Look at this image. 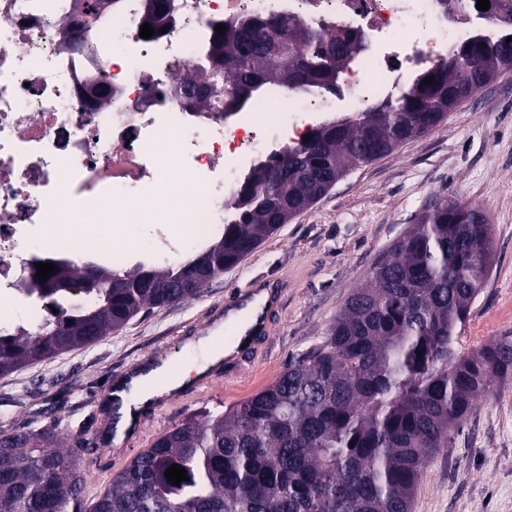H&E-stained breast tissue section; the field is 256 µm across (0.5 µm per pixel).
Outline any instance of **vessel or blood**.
Here are the masks:
<instances>
[{"instance_id": "vessel-or-blood-1", "label": "vessel or blood", "mask_w": 512, "mask_h": 512, "mask_svg": "<svg viewBox=\"0 0 512 512\" xmlns=\"http://www.w3.org/2000/svg\"><path fill=\"white\" fill-rule=\"evenodd\" d=\"M284 279H252L246 282L243 292L225 305V315L231 316L230 328L234 336L225 357L235 361L237 355L250 349L262 336L268 335L272 317L278 312Z\"/></svg>"}]
</instances>
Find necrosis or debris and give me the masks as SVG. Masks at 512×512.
Wrapping results in <instances>:
<instances>
[{
	"label": "necrosis or debris",
	"mask_w": 512,
	"mask_h": 512,
	"mask_svg": "<svg viewBox=\"0 0 512 512\" xmlns=\"http://www.w3.org/2000/svg\"><path fill=\"white\" fill-rule=\"evenodd\" d=\"M84 0H0V326L53 319L27 296L36 263L67 261L54 224H88L85 262L122 269L200 248L227 219L224 201L261 157L300 141L338 112L399 92L447 62L460 42L493 38L498 0H176L175 24L139 35L143 0H118L90 25ZM245 17H301L355 35L364 48L326 95L264 83L231 110L189 112L178 76L214 28ZM121 51H114V43ZM107 90L91 106L90 87ZM116 224H149L138 249Z\"/></svg>",
	"instance_id": "necrosis-or-debris-1"
}]
</instances>
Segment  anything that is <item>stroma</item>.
Masks as SVG:
<instances>
[{"mask_svg": "<svg viewBox=\"0 0 512 512\" xmlns=\"http://www.w3.org/2000/svg\"><path fill=\"white\" fill-rule=\"evenodd\" d=\"M437 195L476 206L492 226L493 271L460 333L461 346L471 350L512 335V79L504 77L428 134L350 169L194 299L141 312L96 343L0 376V430L50 428L67 446H81L86 497L94 499L186 416L250 397L320 343L377 256L411 229ZM256 276L288 279L270 336L234 376L163 401L135 438L111 444L112 412L105 399L110 387L157 355L176 366L194 361L188 339ZM412 512H512V383L495 387L454 432L447 454L430 464Z\"/></svg>", "mask_w": 512, "mask_h": 512, "instance_id": "35a3bbf8", "label": "stroma"}]
</instances>
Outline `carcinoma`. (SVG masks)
<instances>
[{
    "instance_id": "obj_1",
    "label": "carcinoma",
    "mask_w": 512,
    "mask_h": 512,
    "mask_svg": "<svg viewBox=\"0 0 512 512\" xmlns=\"http://www.w3.org/2000/svg\"><path fill=\"white\" fill-rule=\"evenodd\" d=\"M495 40L463 44L398 95L333 118L308 140L260 161L224 202L222 232L185 261L115 269L57 262L66 288L31 276L24 292L51 299L58 318L32 331L0 328V374L92 344L146 308L194 297L353 167L439 125L487 84L512 75V13ZM361 43L306 21L241 19L215 34L205 63L181 77L201 94L184 109L245 100L259 82L336 92ZM434 77L431 83L426 78ZM353 289L322 343L271 385L224 410L187 418L157 437L85 505L78 449L48 428L0 431V512H411L429 463L494 386L512 380V336L458 349L489 278L491 225L478 208L436 199ZM176 464L189 480L168 482Z\"/></svg>"
}]
</instances>
